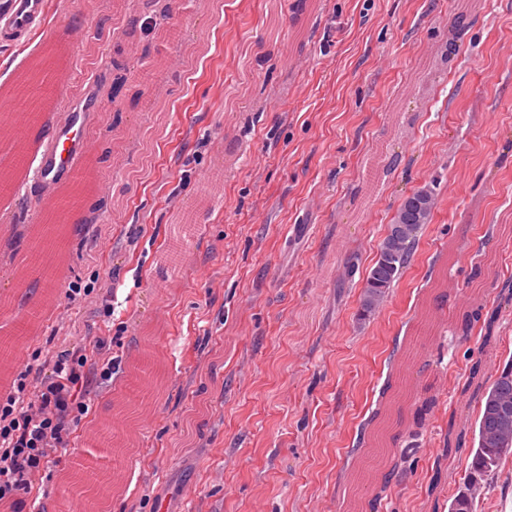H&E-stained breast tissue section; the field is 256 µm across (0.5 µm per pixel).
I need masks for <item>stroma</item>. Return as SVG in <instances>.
<instances>
[{"label": "stroma", "mask_w": 512, "mask_h": 512, "mask_svg": "<svg viewBox=\"0 0 512 512\" xmlns=\"http://www.w3.org/2000/svg\"><path fill=\"white\" fill-rule=\"evenodd\" d=\"M78 9L85 38L69 51L62 27ZM173 15L180 64L128 75L118 99L145 91L135 110L74 111L125 62L105 0H51L52 43L0 46V95L52 48L80 72L51 123L99 140L112 188L83 195L65 224L58 302L11 374L74 339H111L122 363L73 434L75 456L95 452L92 430L145 379L150 413L133 447L112 450L119 488L104 512L160 499L169 512H350L355 494L377 512H448L471 465L473 388L512 360V0H478L460 26L453 0H178ZM131 122L134 145L121 138ZM206 169L218 202L166 271ZM427 187L432 219L410 265L359 320L379 241ZM35 200L27 187L0 198V326L24 309ZM452 432L466 446L451 454ZM478 512H512V457Z\"/></svg>", "instance_id": "1"}]
</instances>
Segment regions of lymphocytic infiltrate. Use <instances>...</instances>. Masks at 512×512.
Masks as SVG:
<instances>
[{"mask_svg":"<svg viewBox=\"0 0 512 512\" xmlns=\"http://www.w3.org/2000/svg\"><path fill=\"white\" fill-rule=\"evenodd\" d=\"M106 345L100 337L49 354L34 378L19 374L0 394V512H15L19 495L66 459L72 434L116 368Z\"/></svg>","mask_w":512,"mask_h":512,"instance_id":"f902f5d3","label":"lymphocytic infiltrate"}]
</instances>
